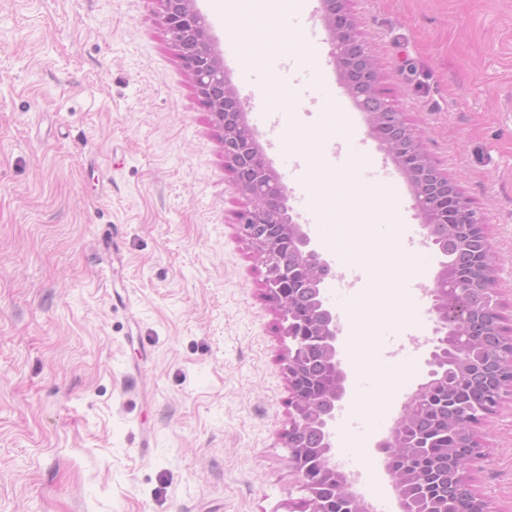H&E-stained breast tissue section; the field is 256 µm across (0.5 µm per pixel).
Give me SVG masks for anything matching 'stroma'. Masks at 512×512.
<instances>
[{"label": "stroma", "mask_w": 512, "mask_h": 512, "mask_svg": "<svg viewBox=\"0 0 512 512\" xmlns=\"http://www.w3.org/2000/svg\"><path fill=\"white\" fill-rule=\"evenodd\" d=\"M388 99L485 222L512 322V0H354ZM224 69L249 111L269 75ZM317 102L266 156L296 160ZM154 0H0V512H295L289 342ZM385 317L365 360L408 340ZM472 472L512 512V401Z\"/></svg>", "instance_id": "stroma-1"}]
</instances>
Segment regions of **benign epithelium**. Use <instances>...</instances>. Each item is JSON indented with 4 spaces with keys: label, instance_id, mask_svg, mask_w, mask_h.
Listing matches in <instances>:
<instances>
[{
    "label": "benign epithelium",
    "instance_id": "obj_1",
    "mask_svg": "<svg viewBox=\"0 0 512 512\" xmlns=\"http://www.w3.org/2000/svg\"><path fill=\"white\" fill-rule=\"evenodd\" d=\"M170 44L184 68L191 75L203 106L210 113L213 124L221 131L224 146L235 149L224 151V162L235 177L236 190L244 199L235 213L236 224L245 241L251 246L265 268V285L268 297L279 310L283 335L292 342L288 352V407L289 431L284 433L288 460L298 475L299 487L310 488V496L303 501L302 512H320L315 501V483L340 480L343 490L352 498L354 512H370L368 503L356 491L347 477H336L335 461L331 457L332 439L336 436L331 421L336 404L346 393V374L340 366L338 339L341 334L336 314L329 306L323 288L332 272V261L316 246L301 225L294 221L286 205L287 194L280 177L256 144L252 128L245 120V106L234 85L224 75L221 52L211 42L205 18L196 8L195 0H154ZM353 0H322V20L332 45L336 65L347 93L355 105L365 112L369 133L375 136L393 163L412 187L415 208L430 225L436 221L435 202L441 201L448 208V224L460 212L473 211L457 183L441 174L433 166L423 142L409 126L401 112L386 99L382 77L376 65L370 43L357 29L351 3ZM396 117L398 134L388 136L383 131L385 113ZM451 277L447 263H442L429 294L436 314L433 349L427 364L426 380L403 404L401 413L388 438L381 441L383 451L399 449V429L413 416L424 397L434 392L447 376L448 370L462 373L469 355L450 354L448 339L454 334V325L448 320V309L454 298L448 293ZM303 278L319 290V307L311 317L304 318L292 312L289 288L294 280ZM313 352L331 368V379L317 398L304 382V364L307 352ZM500 370L508 378L499 379L497 398L512 392V339L505 338L497 344ZM483 416L466 419L460 423L459 437L464 448L461 458L464 468L460 477L470 480L473 465L483 458V449L465 439L481 423ZM313 426L323 433L322 448L317 454L320 461L318 476L309 478L301 469L305 450L291 441L289 432Z\"/></svg>",
    "mask_w": 512,
    "mask_h": 512
}]
</instances>
